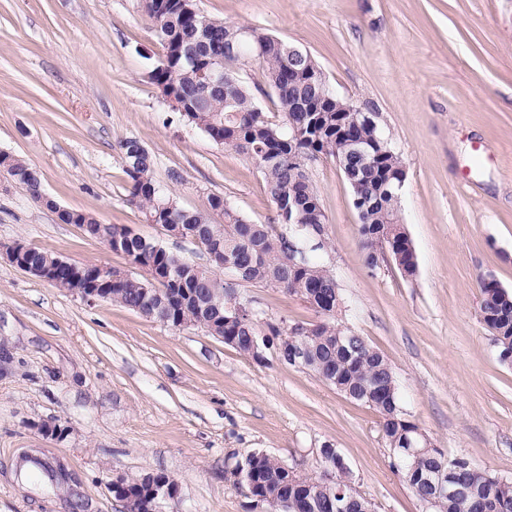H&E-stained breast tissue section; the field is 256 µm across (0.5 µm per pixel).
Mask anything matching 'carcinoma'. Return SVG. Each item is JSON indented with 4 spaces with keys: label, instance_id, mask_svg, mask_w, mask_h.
Instances as JSON below:
<instances>
[{
    "label": "carcinoma",
    "instance_id": "1",
    "mask_svg": "<svg viewBox=\"0 0 512 512\" xmlns=\"http://www.w3.org/2000/svg\"><path fill=\"white\" fill-rule=\"evenodd\" d=\"M169 2L162 11L156 0H143L144 13L167 50L166 61L152 68L154 82L165 94L180 99L185 108L181 116L190 125L211 139H222V146L247 155L257 165L276 204L277 222H251L228 199L215 194L208 196L203 209L182 207L173 194L156 181L155 157L135 137L119 142L124 172L130 181L129 202L141 210L145 223L161 225L170 237L188 239L197 233L207 246L224 247V263L247 264L250 284H275L286 293L305 300L317 289L329 291L330 303L318 311L320 320L313 323V339L309 342L312 372L324 374V379L330 381L337 392H349L352 400L366 404L368 399L363 392L372 378L383 372V360L361 336L357 339L356 357L337 349L338 339L354 333V329L349 325L342 293L335 291V276L313 256L319 250H326L328 243L306 251L300 230L302 224H316L320 230H325L326 218L309 175L308 163L321 155L341 159L349 153L348 139L336 137V123L352 117L354 106L334 95L320 103L317 112L301 110L300 102L320 98L326 81L310 53L290 54L287 42L256 27L243 28L210 16L199 8L197 0ZM216 41L224 45L231 41L234 48L224 53L221 63L223 89L207 95L202 64L175 54L174 49L183 47L202 52ZM252 60L265 68L266 81L276 94V107L282 115L279 123L271 121L263 112L241 78L240 71ZM354 131L358 137L375 144L376 157L371 167L358 174L351 167L342 170L352 198L375 199L372 207L358 211L365 261L369 268L375 269L382 235L391 237L392 246L402 253L408 252L412 244L405 228H394L401 223V193L396 184L403 161L385 140L380 127L361 125ZM9 158L10 165L5 172L17 185L30 191L32 182L41 172L13 154ZM290 207L298 216L294 224L288 223ZM216 214L224 218V223H214ZM59 219L63 224L82 226L88 237L99 239L100 221L93 213L73 210L61 214ZM290 239L295 241L301 255V261L293 264L288 262ZM147 244L152 250L146 254V259L159 269L177 266L181 284L160 282L149 304L145 301L140 277L119 276L110 289L112 303L131 311L136 307L149 310L153 305L166 303L169 325H192L204 316V311L216 313L212 302L222 297L227 304L238 295L237 284L217 278L158 242L131 237L124 241V251L138 252ZM477 282L479 315L493 333L500 361L507 363L512 357V293L502 292L498 283L484 275L478 276ZM222 314L225 338L245 357H253L252 337L282 335L281 326L262 320L259 310L249 320H239L226 310ZM373 402L374 409L380 403L395 407L381 414L382 432L392 452V468L398 469L400 462L406 461L405 468H400L402 476L418 499L428 494L422 477L428 470L443 465L451 470L460 486L480 485L485 491L482 497L465 491L459 493L448 500L446 512H512V479L493 476L465 456L447 457L437 448H429L418 456L404 453V432L415 424L405 426L388 419L392 412L399 420L406 416L397 380L391 381L384 395L373 397ZM234 473L239 477L237 485L247 493L274 500L273 512H283L280 504L292 501L304 491L325 502L317 512H328L326 505L336 504L338 492L347 488L343 474L336 475V480L329 485L318 488L310 483V476L286 469L278 458L262 451L236 463ZM155 475L162 477L164 473L144 472L126 477L129 493L118 497L124 512H149L150 503L144 489Z\"/></svg>",
    "mask_w": 512,
    "mask_h": 512
}]
</instances>
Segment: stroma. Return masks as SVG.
<instances>
[{"instance_id": "35a3bbf8", "label": "stroma", "mask_w": 512, "mask_h": 512, "mask_svg": "<svg viewBox=\"0 0 512 512\" xmlns=\"http://www.w3.org/2000/svg\"><path fill=\"white\" fill-rule=\"evenodd\" d=\"M207 14L308 51L336 93L378 113L406 169L402 221L417 270L365 263L350 187L335 160L311 161L329 266L353 329L386 357L409 420L449 456L512 477V365L479 315L477 278L512 291V0H198ZM162 46L141 0H0V151L36 167L61 206L133 228L202 264L187 240L128 201L119 143L138 138L155 178L187 209L227 198L268 224L275 203L256 164L215 144L165 102L147 72ZM124 266L0 170V242ZM268 320L318 321L279 288L242 285ZM256 363L203 329H171L90 304L0 258V512H64L23 452L66 465L85 512H122L113 473L160 471L177 512H267L235 485L255 451L307 475L320 450L348 461L376 512H424L373 408L345 398L274 349ZM67 425L62 440L38 426Z\"/></svg>"}]
</instances>
